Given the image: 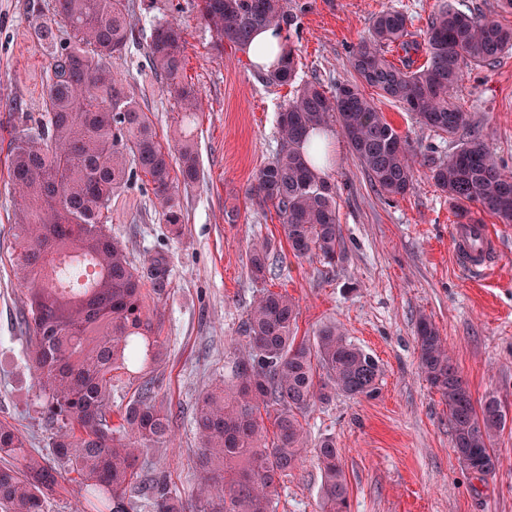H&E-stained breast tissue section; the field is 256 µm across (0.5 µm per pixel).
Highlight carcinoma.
I'll list each match as a JSON object with an SVG mask.
<instances>
[{"mask_svg": "<svg viewBox=\"0 0 512 512\" xmlns=\"http://www.w3.org/2000/svg\"><path fill=\"white\" fill-rule=\"evenodd\" d=\"M196 6L219 49L238 48L258 29L287 33L296 19L288 0H197ZM61 24L70 29L67 41L56 34ZM34 35L53 60L46 111L14 136L9 173L21 199L14 272L28 305L27 356L54 433L49 453L36 456L21 434L0 422V458L7 460L0 466V512H45L70 473L78 475L83 512H185L175 483L165 474L148 477L139 455L142 447L167 442L174 426L172 410L155 403L151 373L164 341L143 293L146 286L157 298L168 293V263L156 253L134 264L109 227L112 196L141 173L162 221L175 233L181 230L179 185L200 175L191 126L203 106L199 90L184 79L183 30L173 21L159 22L149 46L151 65L179 108L175 154L110 74L112 57L135 39L126 0H55L53 18H37ZM422 45L426 61L417 66L413 56ZM422 45L408 40L406 14L383 10L352 52L356 81L331 95L318 83H306L279 113L280 146L259 169L251 195L275 209L295 258L316 257L333 266L343 256L335 187L303 151L310 134L339 123L349 153L372 185L389 197L408 193L415 176L409 146L363 87L402 105L423 125L456 136L466 113L449 89L464 65L497 63L512 48V28L446 5L432 18ZM393 50L402 52L398 64L387 58ZM298 65V48L290 41L270 80L292 83ZM431 173L448 199L512 224V176L493 162L480 139L461 142ZM247 266L255 281L266 279L273 266L267 245L250 249ZM296 319L288 295L262 289L242 323L246 343L232 381L212 386L196 402L200 512H276L278 489L306 451L304 413L336 394L378 393L381 368L372 355L334 326L320 329L312 343L299 340ZM416 339L421 372L448 404L459 460L474 474H491L492 443L506 421L501 403L488 397L475 406L425 317ZM119 371L137 386L114 424L112 380ZM317 459L321 512H350L333 438L321 440Z\"/></svg>", "mask_w": 512, "mask_h": 512, "instance_id": "obj_1", "label": "carcinoma"}]
</instances>
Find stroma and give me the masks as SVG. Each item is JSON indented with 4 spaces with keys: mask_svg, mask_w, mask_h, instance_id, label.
<instances>
[{
    "mask_svg": "<svg viewBox=\"0 0 512 512\" xmlns=\"http://www.w3.org/2000/svg\"><path fill=\"white\" fill-rule=\"evenodd\" d=\"M443 0H288L300 63L294 84L278 86L237 50L217 51L196 0H129L136 39L113 57L112 74L154 122L163 143L176 129L177 108L148 58L156 21L176 17L185 40L184 76L203 97L195 129L200 177L180 187L181 234L163 224L151 190L131 182L112 198V234L140 264L155 252L168 260L170 290L157 303L165 355L156 402L178 419L170 442L144 449L152 472L170 473L194 494L199 448L192 422L197 398L229 379L245 344L239 327L260 288L288 293L297 307V338L313 339L335 324L371 354L383 375L376 398L339 395L305 415L309 450L285 478L276 512H320V471L314 450L333 437L349 487L351 512H512V224L482 215L501 252L485 276L465 270L450 235L458 206L434 184L430 169L447 160L457 139L420 124L382 97L374 102L416 156L413 189L382 195L332 126L326 172L336 188L343 258L330 267L293 257L275 211L249 190L280 144L278 114L297 85L316 81L327 92L353 80L350 55L373 17L394 8L423 40ZM51 17L54 0H0V422L14 426L33 454H47L51 433L37 412L26 362L29 334L21 324L26 298L14 275L12 226L18 196L8 155L23 114L44 108L52 60L32 34L31 8ZM451 98L477 135L512 173V50L492 66L465 67ZM265 241L277 257L265 283L246 265L251 244ZM426 316L446 341L474 402L496 396L506 413L493 453L495 471L472 474L453 448L448 406L419 369L416 322Z\"/></svg>",
    "mask_w": 512,
    "mask_h": 512,
    "instance_id": "stroma-1",
    "label": "stroma"
}]
</instances>
